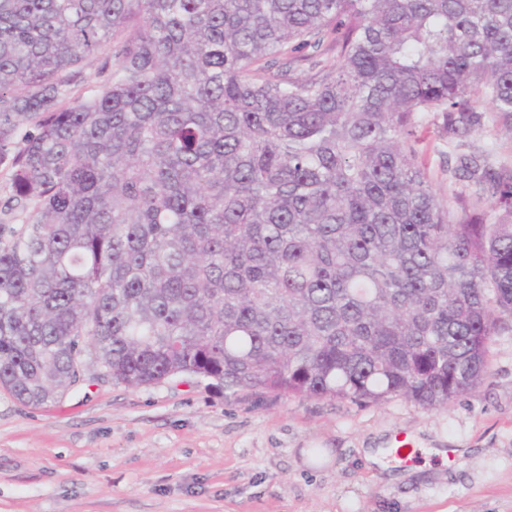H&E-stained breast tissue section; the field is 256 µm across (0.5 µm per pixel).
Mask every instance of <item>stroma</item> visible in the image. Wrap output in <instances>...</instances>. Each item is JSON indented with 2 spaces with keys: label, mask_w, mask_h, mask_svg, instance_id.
Instances as JSON below:
<instances>
[{
  "label": "stroma",
  "mask_w": 512,
  "mask_h": 512,
  "mask_svg": "<svg viewBox=\"0 0 512 512\" xmlns=\"http://www.w3.org/2000/svg\"><path fill=\"white\" fill-rule=\"evenodd\" d=\"M460 147L512 164L502 124L459 144L429 120L418 148L440 194L445 157ZM488 359L474 391L434 409L230 397L187 374L139 388L90 378L38 408L0 389V512H512L511 329ZM396 435L419 457L369 467L362 448Z\"/></svg>",
  "instance_id": "35a3bbf8"
}]
</instances>
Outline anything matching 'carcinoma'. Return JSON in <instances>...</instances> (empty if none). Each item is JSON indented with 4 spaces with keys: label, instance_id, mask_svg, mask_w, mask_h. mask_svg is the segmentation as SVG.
<instances>
[{
    "label": "carcinoma",
    "instance_id": "carcinoma-1",
    "mask_svg": "<svg viewBox=\"0 0 512 512\" xmlns=\"http://www.w3.org/2000/svg\"><path fill=\"white\" fill-rule=\"evenodd\" d=\"M480 101L512 133V0H0V388L476 389L512 321V167L457 152L445 197L416 145Z\"/></svg>",
    "mask_w": 512,
    "mask_h": 512
}]
</instances>
